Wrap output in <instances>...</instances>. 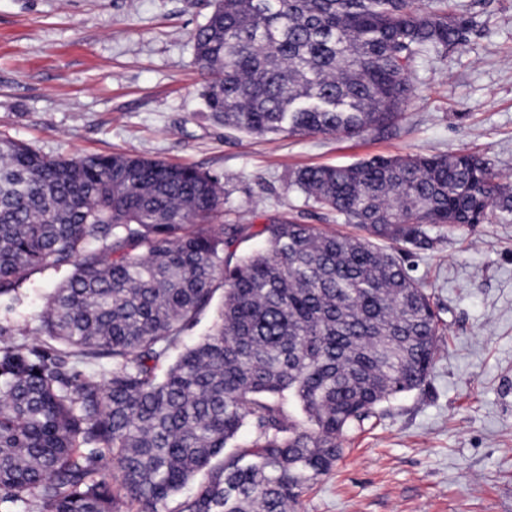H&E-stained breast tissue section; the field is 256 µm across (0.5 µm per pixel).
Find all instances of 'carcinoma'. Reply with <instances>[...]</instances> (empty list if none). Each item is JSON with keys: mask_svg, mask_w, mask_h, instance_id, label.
Returning <instances> with one entry per match:
<instances>
[{"mask_svg": "<svg viewBox=\"0 0 512 512\" xmlns=\"http://www.w3.org/2000/svg\"><path fill=\"white\" fill-rule=\"evenodd\" d=\"M468 29L425 0H213L193 42L214 119L354 136L398 120L419 60ZM292 186L366 236L215 224L218 179L194 167L0 136V298L68 271L42 316L50 343L0 330V504L116 512L115 479L138 512H159L208 470L179 512H294L348 434L424 383L438 318L396 246L506 217L512 189L466 152L307 167ZM256 235L267 247L238 253ZM221 287L212 329L167 363ZM68 358L112 368L70 374Z\"/></svg>", "mask_w": 512, "mask_h": 512, "instance_id": "carcinoma-1", "label": "carcinoma"}]
</instances>
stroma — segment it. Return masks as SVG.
Segmentation results:
<instances>
[{"label":"stroma","instance_id":"stroma-1","mask_svg":"<svg viewBox=\"0 0 512 512\" xmlns=\"http://www.w3.org/2000/svg\"><path fill=\"white\" fill-rule=\"evenodd\" d=\"M464 45L415 68L393 125L360 136L257 138L200 97L191 36L211 0H0V136L49 156L145 155L216 176L218 223L313 224L358 234L291 185L299 169L374 156L474 152L512 187V0H448ZM402 263L431 296L441 342L427 381L346 439L297 512H512V217L434 232ZM62 272L0 300V328L44 344Z\"/></svg>","mask_w":512,"mask_h":512}]
</instances>
